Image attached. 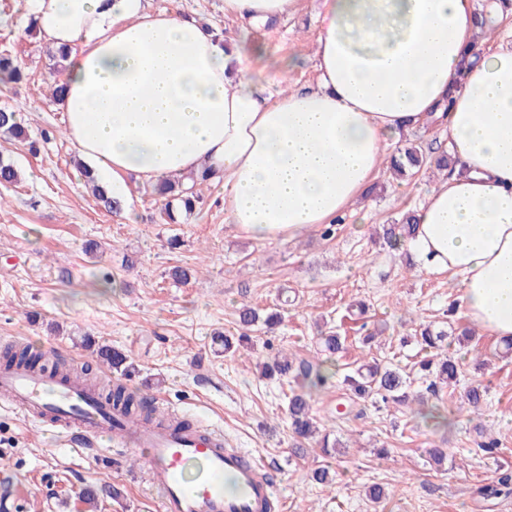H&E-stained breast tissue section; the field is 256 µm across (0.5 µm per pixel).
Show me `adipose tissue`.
Wrapping results in <instances>:
<instances>
[{
  "label": "adipose tissue",
  "instance_id": "obj_1",
  "mask_svg": "<svg viewBox=\"0 0 512 512\" xmlns=\"http://www.w3.org/2000/svg\"><path fill=\"white\" fill-rule=\"evenodd\" d=\"M297 0H224L248 22ZM69 57L59 106L80 161L121 205L131 179L208 175L241 236L290 240L333 223L400 131L444 101L455 165L416 209L417 271L453 272L472 326L512 338V36L466 57L474 0H319L315 85L279 88L260 43L228 53L147 0H26Z\"/></svg>",
  "mask_w": 512,
  "mask_h": 512
}]
</instances>
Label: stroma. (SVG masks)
I'll list each match as a JSON object with an SVG mask.
<instances>
[{"instance_id": "35a3bbf8", "label": "stroma", "mask_w": 512, "mask_h": 512, "mask_svg": "<svg viewBox=\"0 0 512 512\" xmlns=\"http://www.w3.org/2000/svg\"><path fill=\"white\" fill-rule=\"evenodd\" d=\"M150 5L198 20L227 43L240 35L238 21L224 15V0ZM29 22L22 0H0V51L24 71L22 81L0 84V108L15 111L38 146L33 152L0 136V159L20 174L17 184L0 186V351L16 338L34 349L52 345L92 378L111 370L84 348L83 337L124 351L135 367L131 383L156 394L158 411L172 408L222 429L231 447L275 462L286 512H512V496L477 494L500 470H512V357H503L500 340L482 333L477 353L455 349L459 382L428 398L447 415L444 428L425 423L413 403L350 405L341 378L332 379L312 398L320 427L343 443L330 456L313 447L295 454L288 388L260 369L280 353L312 357L320 334L337 329L348 338L344 362L376 360L411 374L420 324L466 323L464 309L451 307L459 290L454 276L411 268L376 234L423 202L441 172L428 164L396 181L381 169L370 196L328 238L317 229L292 241L241 237L224 222L223 195L209 186L200 209L168 224L150 184L133 181L135 217L126 221L84 187L65 115L49 97L50 47L29 32ZM316 28L313 0H299L295 13L258 33L271 56L292 59L289 85L315 81ZM176 265L192 269L189 283L168 277ZM358 302L365 314L349 315ZM245 303L281 305L284 321L272 333L258 325L242 330L238 309ZM380 326L382 336L360 343L363 331ZM244 331L248 341L233 352L214 340L218 332ZM475 384L486 390L483 403L463 410ZM489 436L499 441L497 453H477ZM435 445L446 448L444 463L430 459ZM382 446L388 456H377ZM318 467L336 475L337 487L312 481ZM1 470L14 478V512H158L140 456L99 455L6 406H0ZM104 484L117 497L82 501L85 489ZM374 484L388 491L377 505L365 497Z\"/></svg>"}]
</instances>
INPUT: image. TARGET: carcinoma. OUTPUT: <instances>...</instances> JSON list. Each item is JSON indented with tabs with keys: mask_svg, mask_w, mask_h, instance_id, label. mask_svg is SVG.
Instances as JSON below:
<instances>
[{
	"mask_svg": "<svg viewBox=\"0 0 512 512\" xmlns=\"http://www.w3.org/2000/svg\"><path fill=\"white\" fill-rule=\"evenodd\" d=\"M66 54L58 53L50 84V98L59 101L65 94L66 86L61 76L65 70L64 61ZM23 79V70L17 60L7 53L0 54V82L17 83ZM0 131L12 138L25 142L29 150H36L35 143L28 140L25 127L19 121L16 112L7 108H0ZM424 162V151L421 146L410 144L397 150V154L390 159V168L401 177H409L418 173ZM92 185L94 198L108 211L119 213V203L102 188L95 184L90 177L86 178ZM151 193L163 202L162 213L169 222L177 223L178 218L185 214L191 215L197 206L202 203L203 196L198 189L197 181L187 184L181 178H167L152 185ZM416 228L415 214L405 213L399 224H387L382 227V239L392 248L398 247L401 239L411 236ZM263 320L267 330L271 331L281 322V314L277 311L260 316L256 309L244 305L239 310V322L248 327L258 320ZM448 336V332L429 323L419 328L417 344L419 353L427 355L431 352L439 357L435 370L436 381L431 386L440 383L452 386L459 376V364L451 356L440 353L441 344ZM321 349L313 360L283 356L265 365V374L269 377L289 378L294 383L288 395V422L292 434L298 439L315 441V445L328 453V449L334 448L337 441L330 440V434H320V429L312 415L311 394L317 389L326 388L327 384L336 372L339 371L338 360L346 350V337L339 332H332L320 337ZM87 347L93 350L96 357L112 368V372L126 376L134 371L133 364L128 362V356L115 348L106 345L96 346L87 343ZM3 365L10 367L15 364H25L33 367L45 368L40 359L31 355L24 349L7 347L0 353ZM343 382L351 396L369 403L374 407L382 404L393 403L405 405L409 402L411 394L408 388L411 382L407 376L397 368L383 366L377 362L362 363L344 374ZM104 400L112 403V407L119 408L122 412L135 420L144 416L145 406L143 398L116 385L107 393L100 394ZM478 494L484 498L509 496L512 494V474L505 472L497 479L496 483L478 488Z\"/></svg>",
	"mask_w": 512,
	"mask_h": 512,
	"instance_id": "cac0c4a2",
	"label": "carcinoma"
}]
</instances>
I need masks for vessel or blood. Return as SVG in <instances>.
Instances as JSON below:
<instances>
[{
	"label": "vessel or blood",
	"instance_id": "obj_1",
	"mask_svg": "<svg viewBox=\"0 0 512 512\" xmlns=\"http://www.w3.org/2000/svg\"><path fill=\"white\" fill-rule=\"evenodd\" d=\"M11 406L41 416L60 433L95 444L108 437L147 451L146 477L160 512H283L265 463L230 447L222 430L135 423L117 428L120 411L97 391L63 375L24 366L0 371Z\"/></svg>",
	"mask_w": 512,
	"mask_h": 512
}]
</instances>
